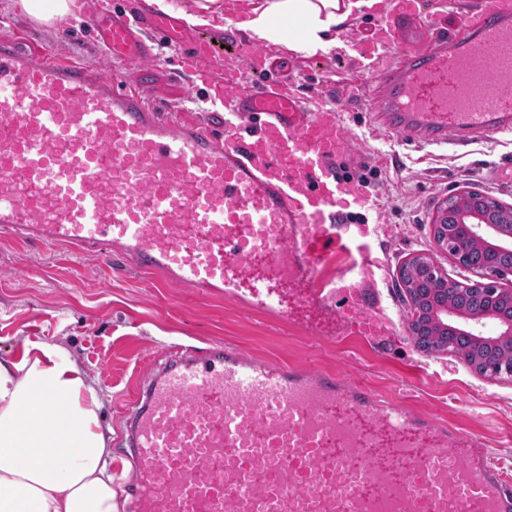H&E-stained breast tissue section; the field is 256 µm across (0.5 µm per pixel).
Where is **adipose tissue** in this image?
I'll return each instance as SVG.
<instances>
[{
    "label": "adipose tissue",
    "mask_w": 512,
    "mask_h": 512,
    "mask_svg": "<svg viewBox=\"0 0 512 512\" xmlns=\"http://www.w3.org/2000/svg\"><path fill=\"white\" fill-rule=\"evenodd\" d=\"M376 2L241 0L236 10L254 43L315 55ZM291 24L301 35L289 41ZM101 406L95 380L58 344L28 340L19 358H0V512H121Z\"/></svg>",
    "instance_id": "ef3b65f1"
}]
</instances>
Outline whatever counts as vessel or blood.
<instances>
[{"label":"vessel or blood","instance_id":"b4317fda","mask_svg":"<svg viewBox=\"0 0 512 512\" xmlns=\"http://www.w3.org/2000/svg\"><path fill=\"white\" fill-rule=\"evenodd\" d=\"M111 62L149 66L151 43L179 67L213 44L166 13L131 23L87 15ZM363 57L378 129L430 145L512 133V0L423 14L382 8ZM190 67V66H189ZM291 66L224 110L169 117L103 67L0 36V235L45 247L112 249L171 285L247 291L261 311L310 332L342 323L374 336L382 318L333 311L373 261L323 279L340 215L372 201L334 166L343 107L310 110ZM127 512H512V474L475 434L341 373L275 364L240 348L189 346L152 365L125 410Z\"/></svg>","mask_w":512,"mask_h":512}]
</instances>
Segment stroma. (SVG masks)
Here are the masks:
<instances>
[{"instance_id": "obj_1", "label": "stroma", "mask_w": 512, "mask_h": 512, "mask_svg": "<svg viewBox=\"0 0 512 512\" xmlns=\"http://www.w3.org/2000/svg\"><path fill=\"white\" fill-rule=\"evenodd\" d=\"M238 21L228 9L207 15L197 31L217 44L237 45L235 54L213 58L210 74L219 84L225 67H234L240 90L248 91L259 84L250 59L255 44ZM25 27L62 54L93 65L104 62L95 34L80 20L35 24L19 9L18 0H0V33ZM367 36L352 22L338 33L328 54L304 56L284 43L267 45L266 51L299 66L295 90L312 110L321 111L335 107L339 90L368 85L369 75L360 65V43ZM152 53L150 73L136 65L121 67L126 83L146 84L150 98L176 114L189 111L195 102L203 116L220 110L208 86L199 85L192 95L191 75L173 76V48L156 42ZM371 105L366 97L357 111L347 113V156L339 166L362 192L376 197L377 205L344 216V246L318 271L330 275L348 269L357 256L359 228L368 226L367 241L381 265L365 284L367 310L385 316L380 336L312 335L299 323L252 310L246 298L227 296L221 289L169 286L161 273L142 272L129 257H116L108 269L89 253L59 254L0 237V357L17 355L27 338L62 345L97 381L104 399L101 414L118 440L125 429L123 409L137 380L149 363L167 358L169 345L232 344L284 365L342 372L479 435L497 460L512 466V378L491 379L462 359L419 350L408 332L411 307L398 283L401 262L418 252L429 254L452 277L460 276L453 260L434 243L433 215L448 195L466 187L512 206V136L448 147L414 144L373 130Z\"/></svg>"}]
</instances>
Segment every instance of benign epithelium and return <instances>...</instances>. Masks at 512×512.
Returning a JSON list of instances; mask_svg holds the SVG:
<instances>
[{
	"label": "benign epithelium",
	"mask_w": 512,
	"mask_h": 512,
	"mask_svg": "<svg viewBox=\"0 0 512 512\" xmlns=\"http://www.w3.org/2000/svg\"><path fill=\"white\" fill-rule=\"evenodd\" d=\"M485 194L475 188L452 194L438 207L434 227L452 225V236L434 235L436 245L455 257L459 251H475L499 257L512 255V223L499 224L492 217ZM512 275V268L496 269L491 273H474L475 288H488L491 300L507 301L512 307V285L502 280ZM484 323V315L462 308L443 306L431 312L430 327L437 336H466L475 349L506 347L512 350V316H501L496 322L497 332L486 336L477 326Z\"/></svg>",
	"instance_id": "benign-epithelium-1"
}]
</instances>
